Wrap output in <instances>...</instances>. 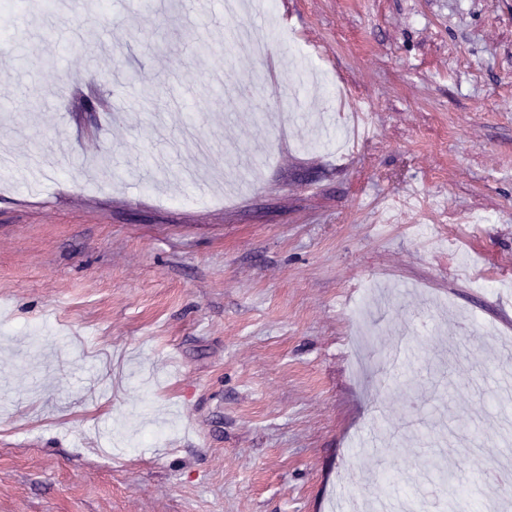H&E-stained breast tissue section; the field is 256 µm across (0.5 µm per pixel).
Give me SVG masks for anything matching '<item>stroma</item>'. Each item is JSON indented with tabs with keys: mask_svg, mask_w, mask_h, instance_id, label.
Listing matches in <instances>:
<instances>
[{
	"mask_svg": "<svg viewBox=\"0 0 512 512\" xmlns=\"http://www.w3.org/2000/svg\"><path fill=\"white\" fill-rule=\"evenodd\" d=\"M70 2L0 31V512H332L386 474L443 512L433 452L512 512L474 480L506 459L512 0H275L250 57L183 51L262 21L226 0ZM189 112L258 174L199 194Z\"/></svg>",
	"mask_w": 512,
	"mask_h": 512,
	"instance_id": "stroma-1",
	"label": "stroma"
}]
</instances>
